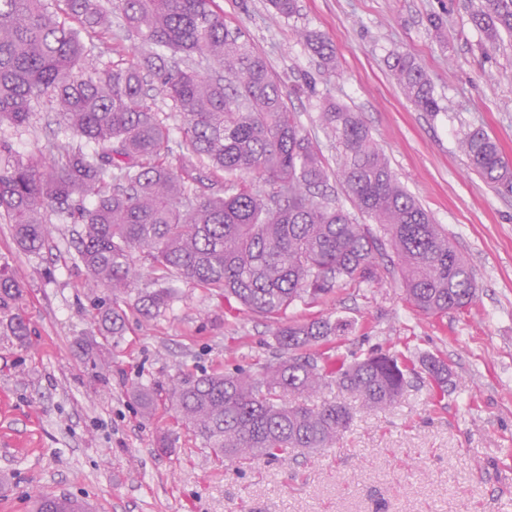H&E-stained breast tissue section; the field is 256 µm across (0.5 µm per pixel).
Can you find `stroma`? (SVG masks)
Here are the masks:
<instances>
[{
  "instance_id": "obj_1",
  "label": "stroma",
  "mask_w": 512,
  "mask_h": 512,
  "mask_svg": "<svg viewBox=\"0 0 512 512\" xmlns=\"http://www.w3.org/2000/svg\"><path fill=\"white\" fill-rule=\"evenodd\" d=\"M284 18L268 0H215L281 83L308 131L324 100L358 112L405 188L474 269L477 297L426 317L406 303L398 274L378 286L340 288L285 318H341L337 359L372 350L444 358L453 388L412 375L393 406L369 411L336 384L316 402H345L353 419L333 447L290 448L239 466L215 461L168 399L180 378L238 368L259 373L276 324L229 308L223 297L175 282L173 302L146 319L126 304L123 335L104 362L81 348L94 335L103 291L88 285L70 216L50 215L49 248L20 251L0 223V264L23 285L26 343L0 330V512H31L37 494L70 495L94 512H512V196L489 188L458 147L482 127L512 160V40L489 44L472 21L475 0H299ZM330 41L324 69L298 36ZM396 52L424 69L441 110L414 109L387 66ZM64 127L50 110L28 126L0 124L13 153L49 152ZM159 389L152 415L134 392ZM175 451L163 453L161 436Z\"/></svg>"
}]
</instances>
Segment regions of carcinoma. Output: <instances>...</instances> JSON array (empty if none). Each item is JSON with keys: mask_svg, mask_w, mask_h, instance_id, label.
Segmentation results:
<instances>
[{"mask_svg": "<svg viewBox=\"0 0 512 512\" xmlns=\"http://www.w3.org/2000/svg\"><path fill=\"white\" fill-rule=\"evenodd\" d=\"M62 11L78 26L49 0H0V123L24 126L43 104L65 129L48 157L24 158L0 143V222L11 225L19 250L36 255L49 245L47 214L81 224L77 260L90 286L104 290L97 323L105 336L124 331L122 305L140 261L157 285L138 293L146 316L161 313L181 279L278 320L297 302L380 283L395 260L406 301L420 313L471 305L472 267L399 181L359 113L322 103L317 126L337 150L336 168L326 166L265 59L214 0H116L111 10L103 0H63ZM114 13L138 40L139 57L100 70L86 39L109 37ZM473 19L491 43L512 37V0H479ZM302 36L323 67L335 69L333 46L314 32ZM389 68L419 111H440L410 54H392ZM151 90L171 101L181 141ZM459 148L497 194L512 195V162L483 128L465 132ZM333 180L355 212L331 193ZM22 295L1 266L0 325L21 342L29 336ZM349 329L327 317L281 324L276 361L260 375H193L173 385L170 399L220 462L328 448L352 414L341 403L312 402L326 378L369 410L396 403L408 384L403 354L332 361L336 337ZM421 365L439 387L448 384L444 360L428 355ZM135 398L153 410V387L137 388ZM34 512H81V502L40 495Z\"/></svg>", "mask_w": 512, "mask_h": 512, "instance_id": "cac0c4a2", "label": "carcinoma"}]
</instances>
